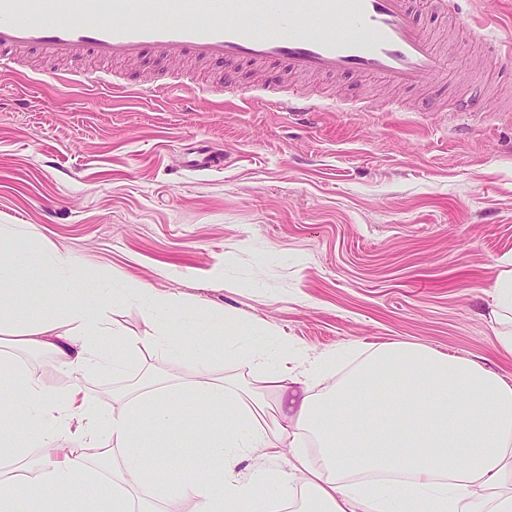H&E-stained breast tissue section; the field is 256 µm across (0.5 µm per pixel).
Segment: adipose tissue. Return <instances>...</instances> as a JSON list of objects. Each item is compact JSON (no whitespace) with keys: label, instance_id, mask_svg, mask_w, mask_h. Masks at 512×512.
Here are the masks:
<instances>
[{"label":"adipose tissue","instance_id":"adipose-tissue-1","mask_svg":"<svg viewBox=\"0 0 512 512\" xmlns=\"http://www.w3.org/2000/svg\"><path fill=\"white\" fill-rule=\"evenodd\" d=\"M15 269L47 268L53 283L31 290L49 297L39 315L11 313L20 291L0 288V386L23 397L26 418L0 407V512H83L86 489L98 512H160L175 495L194 512H272L264 476L242 477L238 464L260 450L289 453L282 486L298 485L318 512H512V378L464 358L406 343L374 348L342 382L313 393L333 365L330 357L302 358L297 367L257 364L256 386L232 393L227 380L135 387L114 395L121 411L101 417L80 383L50 391L18 351L45 354L66 373L96 366L104 340L112 359L167 349L187 362L182 335L184 298L120 279L102 288L68 251L45 243L13 253ZM135 303L153 329L126 334L108 307ZM490 321L501 350L512 355V269L492 286ZM198 407L195 476L176 486L155 484L153 473L172 456L139 449L167 431L186 395ZM310 431L319 462L295 448L297 430ZM103 461L123 450L118 478L91 467L86 449ZM45 470L29 478L31 455Z\"/></svg>","mask_w":512,"mask_h":512}]
</instances>
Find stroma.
Listing matches in <instances>:
<instances>
[{
	"mask_svg": "<svg viewBox=\"0 0 512 512\" xmlns=\"http://www.w3.org/2000/svg\"><path fill=\"white\" fill-rule=\"evenodd\" d=\"M512 43V0H459ZM447 57L430 85L391 90L378 79H319L366 109L283 112L195 109L153 98L141 85L179 74L154 54L116 65L121 89L60 87L58 62L29 57L28 79L0 83V224L27 234L0 242V286L36 278L10 253L44 242L70 251L89 279L122 277L181 294L189 308H222L255 324L221 339L190 329L196 369L252 380L255 360L285 340L289 351L342 358L330 386L376 346L402 342L467 358L512 376L488 322L501 261L512 260V72L481 43L431 11L419 16ZM406 110L384 111L390 96ZM479 102L480 113L459 111ZM223 155L191 171V149ZM235 368L224 365L227 348ZM162 352L132 353L122 368L81 381L103 414L105 397L150 376ZM197 406L186 400L163 438L180 456L173 482L196 469Z\"/></svg>",
	"mask_w": 512,
	"mask_h": 512,
	"instance_id": "obj_1",
	"label": "stroma"
}]
</instances>
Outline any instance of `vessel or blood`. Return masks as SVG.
I'll return each mask as SVG.
<instances>
[{
  "label": "vessel or blood",
  "mask_w": 512,
  "mask_h": 512,
  "mask_svg": "<svg viewBox=\"0 0 512 512\" xmlns=\"http://www.w3.org/2000/svg\"><path fill=\"white\" fill-rule=\"evenodd\" d=\"M428 8L458 27L485 31L455 0H0V77L20 76L25 54L62 61L122 63L148 53L173 62L260 64L294 75L377 77L398 88L437 78L446 62L416 21ZM56 81L104 89L94 68ZM216 100L234 93L267 112L328 110L324 92L289 87L253 95L219 81Z\"/></svg>",
  "instance_id": "vessel-or-blood-1"
}]
</instances>
